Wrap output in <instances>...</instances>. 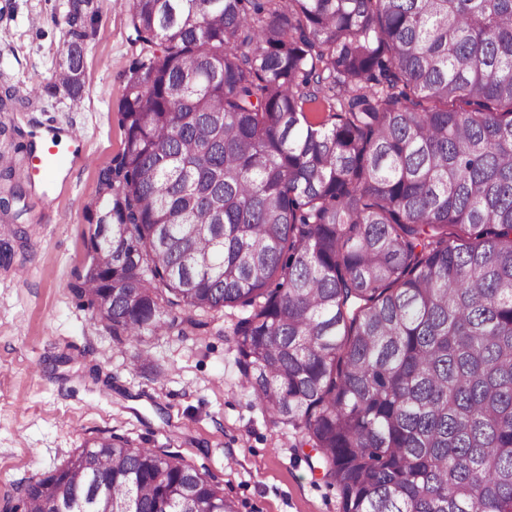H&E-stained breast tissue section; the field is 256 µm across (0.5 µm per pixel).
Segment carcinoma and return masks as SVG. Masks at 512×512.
<instances>
[{
	"mask_svg": "<svg viewBox=\"0 0 512 512\" xmlns=\"http://www.w3.org/2000/svg\"><path fill=\"white\" fill-rule=\"evenodd\" d=\"M83 4L33 96L82 98ZM126 4L124 146L71 293L120 344L242 308L244 385L343 512H512V0ZM32 232L0 225V267ZM100 496L238 512L114 433L3 509Z\"/></svg>",
	"mask_w": 512,
	"mask_h": 512,
	"instance_id": "carcinoma-1",
	"label": "carcinoma"
}]
</instances>
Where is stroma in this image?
Here are the masks:
<instances>
[{
    "mask_svg": "<svg viewBox=\"0 0 512 512\" xmlns=\"http://www.w3.org/2000/svg\"><path fill=\"white\" fill-rule=\"evenodd\" d=\"M94 19L80 101L29 99L53 78L69 39V0H0V192L20 186L34 231L24 257L0 268V504L62 463L88 437L114 432L178 453L219 481L240 512H342L311 472L297 435L272 426L243 385L234 324L242 311L203 314L190 336L120 344L69 290L98 209L100 170L123 148L121 103L138 54L114 0H87ZM78 132L63 162L33 175L48 136ZM112 378L111 390L94 373Z\"/></svg>",
    "mask_w": 512,
    "mask_h": 512,
    "instance_id": "1",
    "label": "stroma"
}]
</instances>
